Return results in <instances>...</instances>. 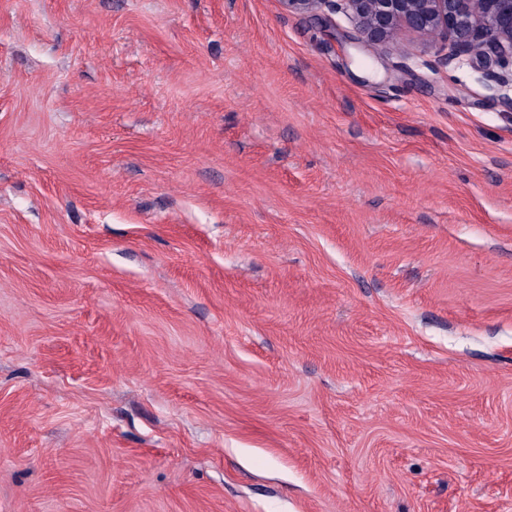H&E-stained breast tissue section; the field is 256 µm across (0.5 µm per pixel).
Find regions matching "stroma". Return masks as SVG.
I'll return each instance as SVG.
<instances>
[{"mask_svg":"<svg viewBox=\"0 0 512 512\" xmlns=\"http://www.w3.org/2000/svg\"><path fill=\"white\" fill-rule=\"evenodd\" d=\"M0 512H512V110L280 0H0Z\"/></svg>","mask_w":512,"mask_h":512,"instance_id":"35a3bbf8","label":"stroma"}]
</instances>
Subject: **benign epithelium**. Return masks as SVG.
<instances>
[{
	"instance_id": "obj_1",
	"label": "benign epithelium",
	"mask_w": 512,
	"mask_h": 512,
	"mask_svg": "<svg viewBox=\"0 0 512 512\" xmlns=\"http://www.w3.org/2000/svg\"><path fill=\"white\" fill-rule=\"evenodd\" d=\"M285 10L341 13L374 49L402 33L428 38L446 67L468 65L494 83L512 110V0H281Z\"/></svg>"
}]
</instances>
